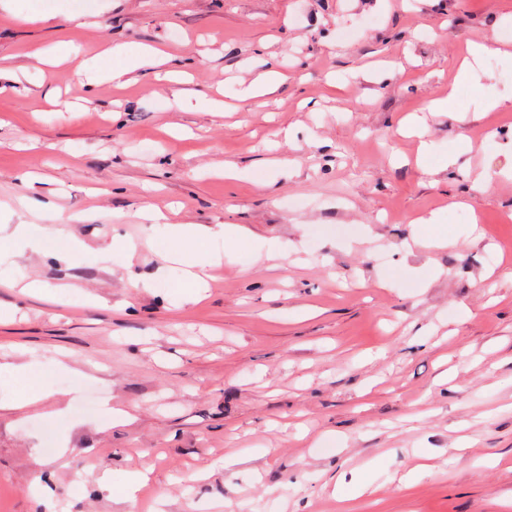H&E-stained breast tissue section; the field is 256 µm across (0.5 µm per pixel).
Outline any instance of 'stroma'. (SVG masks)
I'll return each mask as SVG.
<instances>
[{
	"label": "stroma",
	"mask_w": 512,
	"mask_h": 512,
	"mask_svg": "<svg viewBox=\"0 0 512 512\" xmlns=\"http://www.w3.org/2000/svg\"><path fill=\"white\" fill-rule=\"evenodd\" d=\"M493 38L512 0H0L25 73L0 93V226L81 244L0 253V278L42 284L0 288V363L29 365L0 373V512H512V58L459 73ZM118 44L188 77L75 71ZM271 67L287 81L240 101ZM430 215L448 246L411 249ZM121 238L138 251L102 262ZM342 474L373 492L334 494ZM182 233L195 244L213 239L225 237L226 235L242 238L243 235L238 229L225 227L224 224H189L182 229Z\"/></svg>",
	"instance_id": "35a3bbf8"
}]
</instances>
